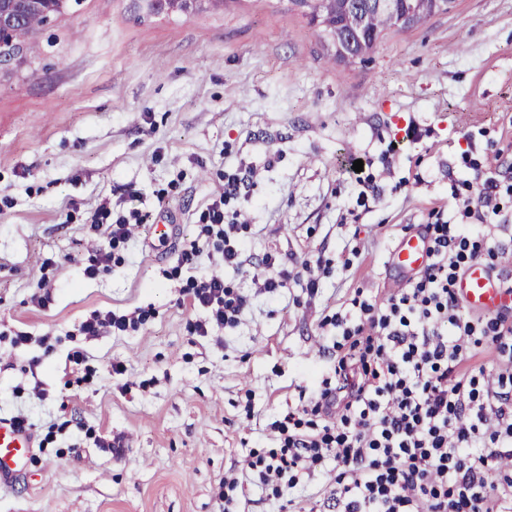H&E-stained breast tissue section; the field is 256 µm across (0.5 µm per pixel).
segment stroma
<instances>
[{
  "mask_svg": "<svg viewBox=\"0 0 512 512\" xmlns=\"http://www.w3.org/2000/svg\"><path fill=\"white\" fill-rule=\"evenodd\" d=\"M495 146L512 148V0H457L356 59L291 0L145 20L131 0H81L0 68V419L34 435L0 512H224L225 473L273 447L270 423L332 373L323 319L404 287L389 256L405 227L453 216L465 159ZM237 168L252 173L229 204L248 262L311 257L327 272L316 294L300 280L272 296L226 271L248 304L197 336L206 312L179 301L211 262L180 270L177 254ZM103 203L148 222L91 280ZM138 309V330H79L93 311ZM335 476L330 462L303 474L284 512H337Z\"/></svg>",
  "mask_w": 512,
  "mask_h": 512,
  "instance_id": "obj_1",
  "label": "stroma"
}]
</instances>
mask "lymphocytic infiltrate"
Here are the masks:
<instances>
[{
  "mask_svg": "<svg viewBox=\"0 0 512 512\" xmlns=\"http://www.w3.org/2000/svg\"><path fill=\"white\" fill-rule=\"evenodd\" d=\"M469 167L473 177L451 191L461 222L421 227L428 262L419 275L386 300L353 299L358 315L331 317L337 338L319 352L335 358L333 378L298 415L275 421L277 447L247 463L273 496L329 458L339 512H512V493L493 479L512 461V310L467 316L454 291L472 263L508 253L498 233L512 225L502 204L512 162L498 153ZM249 177L225 174L205 214L222 266L184 293L209 314L195 327L202 336L209 324L235 325L247 303L225 287L224 271L244 268L245 223L228 204ZM473 348L493 349L492 365L470 364Z\"/></svg>",
  "mask_w": 512,
  "mask_h": 512,
  "instance_id": "f902f5d3",
  "label": "lymphocytic infiltrate"
}]
</instances>
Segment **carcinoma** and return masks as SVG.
I'll list each match as a JSON object with an SVG mask.
<instances>
[{
    "label": "carcinoma",
    "instance_id": "obj_1",
    "mask_svg": "<svg viewBox=\"0 0 512 512\" xmlns=\"http://www.w3.org/2000/svg\"><path fill=\"white\" fill-rule=\"evenodd\" d=\"M418 0H292L309 22H314L318 12H323L332 28L324 30L325 35L336 47V55L342 58H359L373 48L384 34L394 28H410L424 22L436 13H446L454 7L456 0H437L431 12L415 18L404 15L415 10ZM5 12L24 27L23 36L33 38L49 25L60 13L55 11L36 12L30 10L20 0H10L3 4ZM133 9L144 18L167 15L184 8L174 9L156 0H134ZM24 49V41L9 34L0 37V50L3 56L16 58Z\"/></svg>",
    "mask_w": 512,
    "mask_h": 512
}]
</instances>
